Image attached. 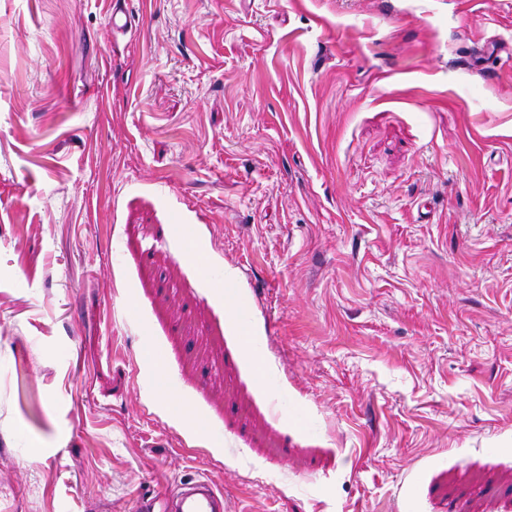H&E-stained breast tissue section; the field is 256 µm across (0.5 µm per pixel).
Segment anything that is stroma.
I'll return each mask as SVG.
<instances>
[{"mask_svg": "<svg viewBox=\"0 0 512 512\" xmlns=\"http://www.w3.org/2000/svg\"><path fill=\"white\" fill-rule=\"evenodd\" d=\"M110 2L0 0V512H512V0ZM242 343L250 355L252 363L253 379L257 386L270 394L272 398H280L283 393L280 391L272 370L268 366L264 352L256 349L252 342L241 336ZM199 485L201 493L186 492L175 507H170L171 512H223L224 494L206 481H199Z\"/></svg>", "mask_w": 512, "mask_h": 512, "instance_id": "stroma-1", "label": "stroma"}]
</instances>
